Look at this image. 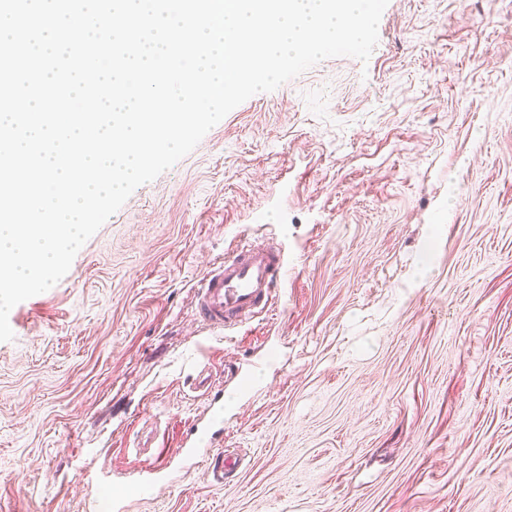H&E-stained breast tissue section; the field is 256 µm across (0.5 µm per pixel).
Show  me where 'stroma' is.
Segmentation results:
<instances>
[{
	"label": "stroma",
	"instance_id": "stroma-1",
	"mask_svg": "<svg viewBox=\"0 0 512 512\" xmlns=\"http://www.w3.org/2000/svg\"><path fill=\"white\" fill-rule=\"evenodd\" d=\"M282 246V298L212 331L202 275ZM0 342V512H85L229 382L224 486L131 512H512V0H389L138 187ZM114 484L112 481L103 473L96 481L95 484V496L90 501L89 510L93 512L105 511V501L107 499V508L111 509L114 502Z\"/></svg>",
	"mask_w": 512,
	"mask_h": 512
}]
</instances>
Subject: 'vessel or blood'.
I'll return each instance as SVG.
<instances>
[{
    "instance_id": "1",
    "label": "vessel or blood",
    "mask_w": 512,
    "mask_h": 512,
    "mask_svg": "<svg viewBox=\"0 0 512 512\" xmlns=\"http://www.w3.org/2000/svg\"><path fill=\"white\" fill-rule=\"evenodd\" d=\"M285 280L284 265L277 248L270 245L244 246L207 271L196 291V315L211 329L225 330L254 319L272 305ZM199 387L210 393L209 403L188 427L181 443L164 454L135 481L120 488L122 498L137 503L167 481L171 465L177 460L202 464L205 478L214 485L223 484L241 465L238 456L222 449L224 390L212 385L207 376H199Z\"/></svg>"
}]
</instances>
